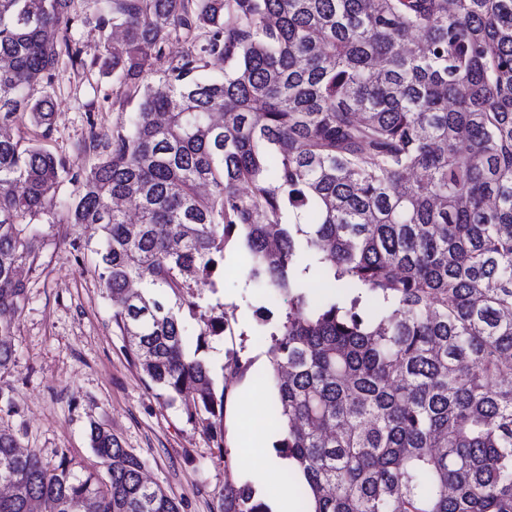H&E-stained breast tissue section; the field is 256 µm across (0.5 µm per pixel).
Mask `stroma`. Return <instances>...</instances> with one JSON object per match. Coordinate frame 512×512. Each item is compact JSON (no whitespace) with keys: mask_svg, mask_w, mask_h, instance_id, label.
Listing matches in <instances>:
<instances>
[{"mask_svg":"<svg viewBox=\"0 0 512 512\" xmlns=\"http://www.w3.org/2000/svg\"><path fill=\"white\" fill-rule=\"evenodd\" d=\"M105 5L106 0H72L74 23L67 36L80 49L83 63L75 67L60 57L53 85L40 82L32 89L34 97L48 95L54 102L49 136L27 122L18 124L25 138L87 165L99 156L84 148L90 134L102 142L111 139L137 108L136 101L118 96L116 75L94 63L118 39L114 30L103 32L96 25ZM40 230L42 256L24 273L27 296L17 317L15 360L0 371V428L14 433L21 447L39 451L45 462L57 464L65 455L75 468L96 471L100 464L89 444V426L99 424L144 460L145 476L180 502L181 512H216L228 483L280 492V473L260 458L243 462L239 454L242 395L258 406L248 419L251 432L262 437L280 433L268 414L275 388L268 328L260 314H278L287 307L286 296L249 282L246 250L227 253L219 288L201 282L184 294L203 307L223 303L231 317L233 335L209 342L213 367L236 354L250 360L248 370L228 385L226 456L221 459L201 424L147 389L113 320V302L100 285L98 257L86 245L89 229L44 222Z\"/></svg>","mask_w":512,"mask_h":512,"instance_id":"1","label":"stroma"}]
</instances>
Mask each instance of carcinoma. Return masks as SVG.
<instances>
[{
  "instance_id": "carcinoma-1",
  "label": "carcinoma",
  "mask_w": 512,
  "mask_h": 512,
  "mask_svg": "<svg viewBox=\"0 0 512 512\" xmlns=\"http://www.w3.org/2000/svg\"><path fill=\"white\" fill-rule=\"evenodd\" d=\"M70 3L0 0V126L49 134L31 89L61 54L82 62L56 39ZM98 27L124 33L101 68L139 97L129 128L89 167L0 136V370L35 224L59 212L97 236L148 388L224 458L218 378L250 361L216 374L199 353L230 316L181 298L242 246L249 281L288 296L270 412L300 512H512V0H108ZM174 39L190 48L157 69ZM90 445L102 474L0 430V512H180L116 435L94 424ZM217 512L268 510L227 484Z\"/></svg>"
}]
</instances>
